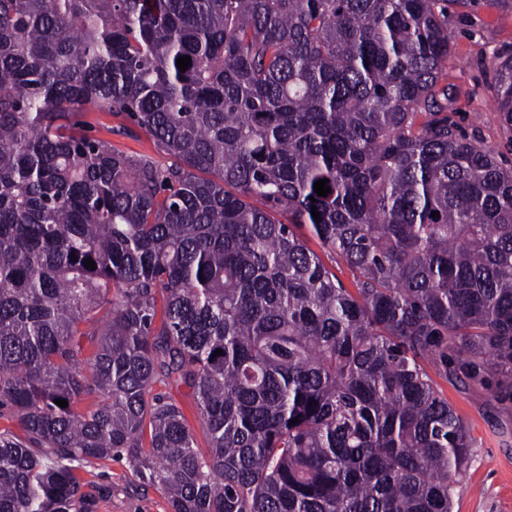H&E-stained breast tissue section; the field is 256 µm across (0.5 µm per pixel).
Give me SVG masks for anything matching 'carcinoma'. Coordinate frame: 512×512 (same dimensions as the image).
Returning a JSON list of instances; mask_svg holds the SVG:
<instances>
[{
    "label": "carcinoma",
    "instance_id": "cac0c4a2",
    "mask_svg": "<svg viewBox=\"0 0 512 512\" xmlns=\"http://www.w3.org/2000/svg\"><path fill=\"white\" fill-rule=\"evenodd\" d=\"M446 3L0 0V512L121 454L171 512H451L420 361L512 397V171L443 113ZM492 90L512 124V57ZM81 119L85 122L90 136L109 141L112 143V147L133 155L157 156L152 139L136 126L127 123L132 130L128 135L111 132L113 127L116 128L124 122L121 117L106 112H97L90 108L83 112ZM302 232L306 235L308 246L316 252L321 257L323 263L336 274V278L341 282L344 288L353 291L355 284L351 270L342 261L336 260V255L323 247L318 239L311 237L306 229H302ZM153 392L163 394L165 393L173 397L176 403L182 408L189 427L193 429V431L195 432L199 448H207L205 436L199 425L196 399L194 397L192 390L185 385H181L179 387H172L171 385L167 386L164 385L163 383H157L154 386Z\"/></svg>",
    "mask_w": 512,
    "mask_h": 512
}]
</instances>
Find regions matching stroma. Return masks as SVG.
<instances>
[{
	"instance_id": "1",
	"label": "stroma",
	"mask_w": 512,
	"mask_h": 512,
	"mask_svg": "<svg viewBox=\"0 0 512 512\" xmlns=\"http://www.w3.org/2000/svg\"><path fill=\"white\" fill-rule=\"evenodd\" d=\"M451 54L445 68L446 112L457 134L489 150L512 167V125L492 102L491 85L500 58L512 56V0H450ZM82 119L90 136L133 155L155 152L140 129L122 135L118 116L87 110ZM423 367L473 438L468 465L453 488L452 512H512V401L499 400L493 381L466 383L446 377L440 365ZM85 512H170L163 493L143 482L123 456L82 472Z\"/></svg>"
}]
</instances>
